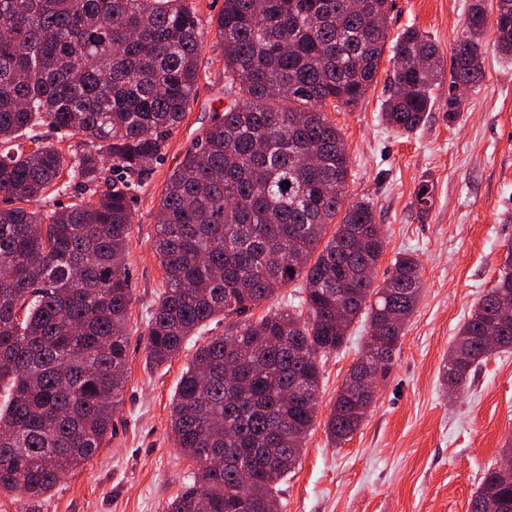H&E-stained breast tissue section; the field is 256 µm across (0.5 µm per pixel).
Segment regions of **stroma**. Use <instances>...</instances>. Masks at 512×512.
I'll return each mask as SVG.
<instances>
[{
  "instance_id": "stroma-1",
  "label": "stroma",
  "mask_w": 512,
  "mask_h": 512,
  "mask_svg": "<svg viewBox=\"0 0 512 512\" xmlns=\"http://www.w3.org/2000/svg\"><path fill=\"white\" fill-rule=\"evenodd\" d=\"M471 0H392L390 38L425 32L451 62ZM205 28L200 79L183 121L172 131L134 204L128 241L131 279L123 401L112 432L96 455L68 471L39 507L0 494V512H166L195 468L176 448L170 403L197 347L223 335L216 317L179 357L159 367L147 361V318L164 290L152 247L166 182L186 148L227 104L224 50L216 22L224 0H192ZM492 33L483 42V78L448 109V79L440 77L425 122L397 133L381 118L393 73L384 52L378 75L352 107L326 106L351 159L349 200H369L385 231L374 273L382 284L397 254L414 252L423 288L402 345L377 389L360 429L341 446L325 423L368 330L359 321L343 351L323 359L318 419L296 468L281 483V512H468L486 473L512 437V349L492 355L468 389L452 397L440 368L461 325L491 288L512 242V60H503ZM428 183L427 210L414 203Z\"/></svg>"
}]
</instances>
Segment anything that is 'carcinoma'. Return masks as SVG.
Returning <instances> with one entry per match:
<instances>
[{"instance_id":"cac0c4a2","label":"carcinoma","mask_w":512,"mask_h":512,"mask_svg":"<svg viewBox=\"0 0 512 512\" xmlns=\"http://www.w3.org/2000/svg\"><path fill=\"white\" fill-rule=\"evenodd\" d=\"M484 2L471 0L454 48L450 112L482 74ZM495 2L494 46L512 59V0ZM390 4L224 0L216 35L233 99L170 174L153 241L165 290L147 321L149 360L163 365L204 323L228 322L196 349L171 403L176 447L197 469L167 512H280L279 485L318 418L323 358L367 318L326 420L338 446L375 400L363 379L385 376L401 347L420 262L396 256L373 286L383 233L369 202H346L350 157L323 112L356 105L375 80ZM202 40L187 0H0V493L39 501L110 433L127 360L132 203L189 109ZM391 51L383 118L409 134L432 108L442 59L416 28ZM45 126L87 148L67 158L41 144ZM64 175L73 202L26 207ZM297 281L298 301L253 319ZM508 348L511 244L448 351L443 386L465 392ZM469 512H512V471L488 470Z\"/></svg>"}]
</instances>
